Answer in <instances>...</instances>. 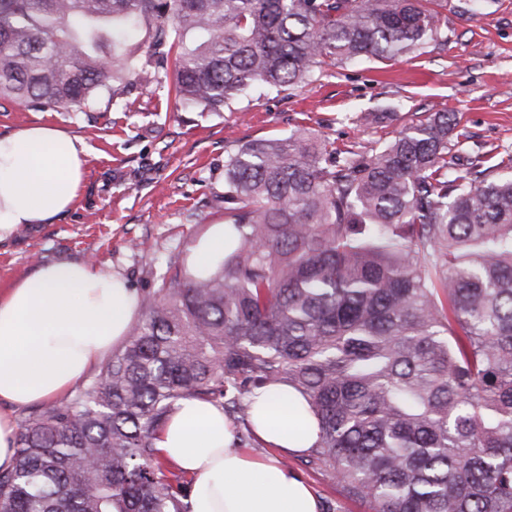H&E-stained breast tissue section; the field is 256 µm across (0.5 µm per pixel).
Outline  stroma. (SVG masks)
Here are the masks:
<instances>
[{"mask_svg":"<svg viewBox=\"0 0 512 512\" xmlns=\"http://www.w3.org/2000/svg\"><path fill=\"white\" fill-rule=\"evenodd\" d=\"M444 42L392 60L319 69L308 83L255 92L220 112L175 105L166 89L134 85L131 108L41 112L0 105V135L31 123L85 142L76 206L0 243V290L59 259L89 260L136 292L156 284L174 254L224 221V158L244 142L303 127L317 139L368 151L414 115L456 113L466 151L512 154V0H441ZM383 112L379 123L357 122ZM288 467L333 512H368L328 474Z\"/></svg>","mask_w":512,"mask_h":512,"instance_id":"35a3bbf8","label":"stroma"}]
</instances>
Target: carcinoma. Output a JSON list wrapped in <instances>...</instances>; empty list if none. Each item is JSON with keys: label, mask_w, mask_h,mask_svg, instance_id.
Wrapping results in <instances>:
<instances>
[{"label": "carcinoma", "mask_w": 512, "mask_h": 512, "mask_svg": "<svg viewBox=\"0 0 512 512\" xmlns=\"http://www.w3.org/2000/svg\"><path fill=\"white\" fill-rule=\"evenodd\" d=\"M439 0H0V100L222 112L324 65L442 38ZM453 112L372 153L304 129L224 158V260L173 256L99 372L21 424L0 512H190L155 438L187 397L247 420L286 385L300 462L369 512H512V156L460 153Z\"/></svg>", "instance_id": "cac0c4a2"}]
</instances>
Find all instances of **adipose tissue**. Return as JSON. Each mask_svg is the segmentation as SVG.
<instances>
[{
  "mask_svg": "<svg viewBox=\"0 0 512 512\" xmlns=\"http://www.w3.org/2000/svg\"><path fill=\"white\" fill-rule=\"evenodd\" d=\"M87 147L70 133L32 125L0 136V241L73 208ZM138 296L124 279L88 261L41 266L0 294V468L11 469L18 426L13 408L70 393L126 339ZM273 456L236 447L221 407L181 400L156 447L193 478L191 512H320L310 486L281 461L318 439L306 403L280 387L249 410Z\"/></svg>",
  "mask_w": 512,
  "mask_h": 512,
  "instance_id": "obj_1",
  "label": "adipose tissue"
}]
</instances>
